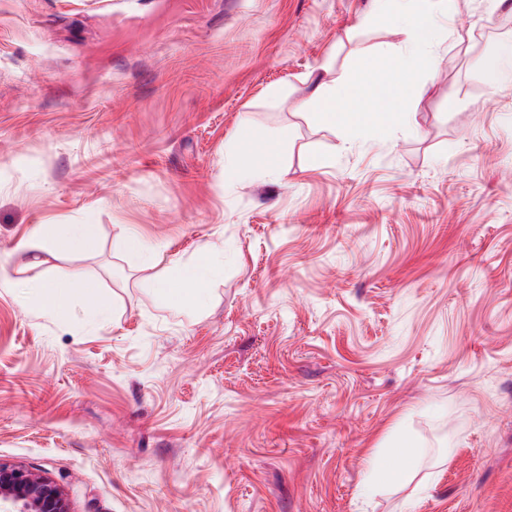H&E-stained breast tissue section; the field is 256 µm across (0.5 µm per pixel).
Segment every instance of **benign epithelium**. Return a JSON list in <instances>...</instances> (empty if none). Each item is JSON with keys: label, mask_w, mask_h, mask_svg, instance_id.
I'll list each match as a JSON object with an SVG mask.
<instances>
[{"label": "benign epithelium", "mask_w": 512, "mask_h": 512, "mask_svg": "<svg viewBox=\"0 0 512 512\" xmlns=\"http://www.w3.org/2000/svg\"><path fill=\"white\" fill-rule=\"evenodd\" d=\"M0 512H71L69 501L49 477L0 461Z\"/></svg>", "instance_id": "obj_1"}]
</instances>
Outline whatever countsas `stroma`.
Here are the masks:
<instances>
[{"label":"stroma","instance_id":"stroma-1","mask_svg":"<svg viewBox=\"0 0 512 512\" xmlns=\"http://www.w3.org/2000/svg\"><path fill=\"white\" fill-rule=\"evenodd\" d=\"M372 7L0 0V256L88 225L95 252L44 268L112 309L42 317L0 288V461L72 512H512V86L484 70L512 0H435L444 37L403 99L384 50L405 20ZM319 80L382 131L301 112ZM232 144L277 176L230 179ZM206 243L203 310L139 288ZM402 437L411 481L376 484Z\"/></svg>","mask_w":512,"mask_h":512}]
</instances>
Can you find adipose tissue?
Listing matches in <instances>:
<instances>
[{
  "label": "adipose tissue",
  "instance_id": "adipose-tissue-1",
  "mask_svg": "<svg viewBox=\"0 0 512 512\" xmlns=\"http://www.w3.org/2000/svg\"><path fill=\"white\" fill-rule=\"evenodd\" d=\"M379 11L398 7L408 17L403 29L404 40L401 50L415 62L416 71H423L426 51L422 46L424 38L421 21L432 9L431 0H374ZM338 91L335 85L316 83L311 96L304 100L300 108L315 112L316 117L328 126L340 127L343 136H353L354 130L342 123L336 110ZM94 248L85 225L82 224H44L33 225L24 238L15 246L20 253H44L51 256L63 253H87ZM224 274V260L210 246H202L199 255L171 262L154 276L144 279V288L153 292L166 303L176 302L177 297L171 289L172 281L178 280L188 285L195 307H202L206 289ZM31 290L30 299L38 312L46 317H57L67 311L71 297H79L88 316L104 320L109 316V305L105 293L91 280L77 276L69 288H56L45 275H37L26 281ZM417 451L403 444L391 453L378 456L372 464V472L377 483L383 485L399 484L412 474Z\"/></svg>",
  "mask_w": 512,
  "mask_h": 512
}]
</instances>
